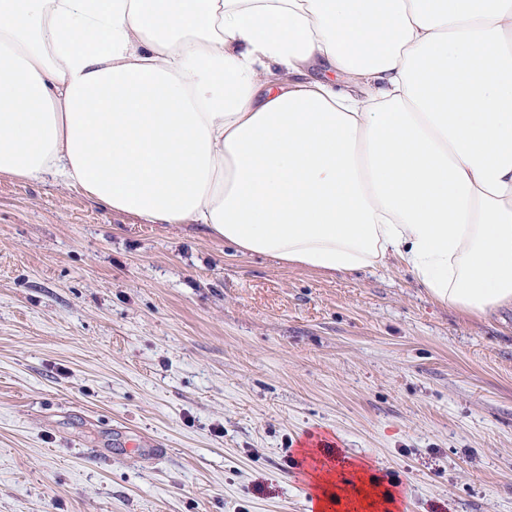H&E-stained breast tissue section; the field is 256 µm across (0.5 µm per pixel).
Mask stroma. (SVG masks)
Segmentation results:
<instances>
[{
    "mask_svg": "<svg viewBox=\"0 0 512 512\" xmlns=\"http://www.w3.org/2000/svg\"><path fill=\"white\" fill-rule=\"evenodd\" d=\"M312 438L350 512H512V307L0 175V512H306Z\"/></svg>",
    "mask_w": 512,
    "mask_h": 512,
    "instance_id": "35a3bbf8",
    "label": "stroma"
}]
</instances>
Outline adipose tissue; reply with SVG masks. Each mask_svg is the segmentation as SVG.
Listing matches in <instances>:
<instances>
[{
    "label": "adipose tissue",
    "instance_id": "adipose-tissue-1",
    "mask_svg": "<svg viewBox=\"0 0 512 512\" xmlns=\"http://www.w3.org/2000/svg\"><path fill=\"white\" fill-rule=\"evenodd\" d=\"M0 175L485 317L512 305V0H0Z\"/></svg>",
    "mask_w": 512,
    "mask_h": 512
}]
</instances>
